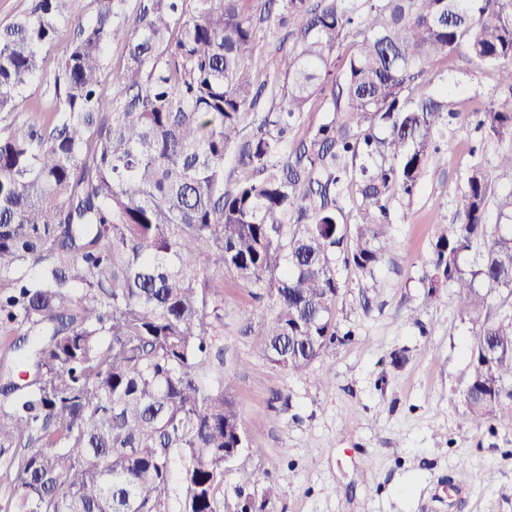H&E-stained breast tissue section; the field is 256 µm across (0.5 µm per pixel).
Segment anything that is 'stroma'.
Wrapping results in <instances>:
<instances>
[{"mask_svg":"<svg viewBox=\"0 0 512 512\" xmlns=\"http://www.w3.org/2000/svg\"><path fill=\"white\" fill-rule=\"evenodd\" d=\"M60 54L47 53L44 78L13 114H0V128L34 117L52 94L45 78ZM428 68L457 88L460 114L409 218L392 225L394 247L374 277L339 269L342 341L307 370L284 373L241 332L239 310L261 299L234 279L224 283V372L252 445L224 472V512L236 510L240 467L253 475L252 497L278 486L265 512H512V429L475 428L462 397L475 328L459 316L453 289L441 304H424L439 224L452 219L472 169L486 170L496 190L512 186L497 167L498 152L512 145L485 141L473 114L503 90L493 70L463 55L435 58Z\"/></svg>","mask_w":512,"mask_h":512,"instance_id":"stroma-1","label":"stroma"}]
</instances>
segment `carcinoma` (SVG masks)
I'll list each match as a JSON object with an SVG mask.
<instances>
[{
  "label": "carcinoma",
  "instance_id": "obj_1",
  "mask_svg": "<svg viewBox=\"0 0 512 512\" xmlns=\"http://www.w3.org/2000/svg\"><path fill=\"white\" fill-rule=\"evenodd\" d=\"M73 2L0 26V113L73 30L41 115L0 129V512H223L224 468L250 448L224 277L268 298L239 319L282 371L336 344L338 264L374 275L458 115L426 65L464 51L492 68L509 96L477 124L512 139V0H266L294 42L262 82L250 0H137L130 24L125 0L84 19ZM111 43L127 65L110 77ZM314 104L322 121L290 140ZM431 266L427 304L455 289L476 329L468 418L511 428L512 312L489 306L512 295V187L494 196L473 169Z\"/></svg>",
  "mask_w": 512,
  "mask_h": 512
}]
</instances>
